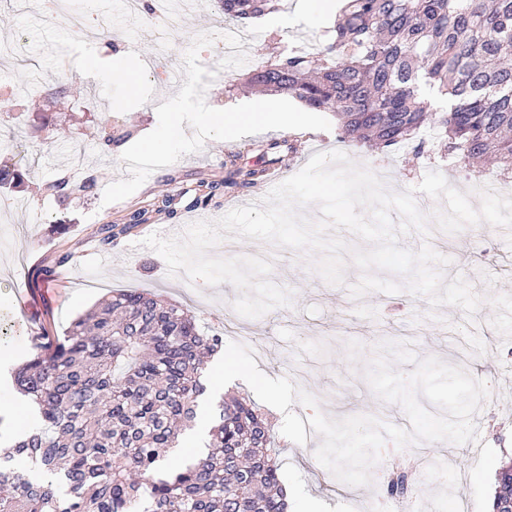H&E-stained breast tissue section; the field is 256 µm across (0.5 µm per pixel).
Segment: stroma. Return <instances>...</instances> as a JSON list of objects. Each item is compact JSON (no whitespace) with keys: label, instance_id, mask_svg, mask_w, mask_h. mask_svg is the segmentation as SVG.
<instances>
[{"label":"stroma","instance_id":"obj_1","mask_svg":"<svg viewBox=\"0 0 512 512\" xmlns=\"http://www.w3.org/2000/svg\"><path fill=\"white\" fill-rule=\"evenodd\" d=\"M283 14L290 25L281 32L264 20L249 26L235 24V31L251 43L249 52L231 70H224L223 59L214 53L204 65L186 72V81L200 90L194 100L197 107L221 112L243 106L251 97L229 91L231 79L270 64L275 52L301 45L313 51L321 45L324 30L309 24L299 0H285ZM111 15L109 6H102L100 28L88 36L71 30L64 19L43 13L38 0H0V44L16 40L26 48L35 39L81 44L90 38L100 47L129 49L137 69L144 72L155 66H181L199 52L202 33L224 25L214 0H194L192 10L180 16L176 31L163 43L155 27L140 20L118 27L111 37L102 36ZM28 61L40 67L50 86L73 80L79 92L16 97L13 87L22 61L17 56L0 57V128L15 129L28 150L24 185L15 192L13 207L0 210V357L11 358L13 367H20L37 347L62 335L77 315L108 297L110 291L144 288L180 303L197 317L202 329L222 334L225 341L241 334L250 337L253 346L265 352L261 371L273 378L289 377L314 395L330 417L366 414L405 428L409 421L402 407L380 400L363 376V365L377 343H405L418 358L435 357L462 367L498 389L497 400L482 404L474 417L480 441L477 452L447 441L424 443L429 476L420 480L417 491L419 498L429 502L431 512H456L461 497L469 501L472 512H486L497 471L512 465V239L500 228L479 224L447 236L435 228L430 231L431 237L442 241L438 253L451 260L445 278L463 276L484 299L472 318L456 307L432 308L426 297L405 291L371 292L354 300L348 286L361 276L354 265L346 267V285L332 286L309 268L308 254L236 238L231 250L219 245L212 249V256L228 253L271 259V278L291 290L292 303L257 319L236 315L228 321L224 312L238 295L234 286L192 285L184 275L169 276L163 258L142 245L150 234L218 219L268 193L265 183L223 186L224 164L231 150L238 154V165L249 167L259 160L260 148L283 141L296 153L293 168L297 171L314 153L341 151L380 176L390 191L414 190L415 200L427 201L429 210L435 211L442 208V201L425 200L417 190L425 174L437 170L449 184L457 182L439 148L429 144L418 153L410 147L375 149L348 143L333 113L311 111L292 98L280 97L278 108L298 115L296 125L244 129L224 139L192 129L189 152L144 155L139 145L163 122L165 114L159 104L177 92V85L141 80L131 90L124 70L116 68L110 82L95 86L78 73L75 57L68 53L45 62L33 54ZM107 114L134 131L130 141L111 151L100 139ZM46 116L52 117L62 135L83 147V161L48 144L42 127ZM137 157L143 158L145 173L127 175L125 161ZM77 167L95 177L101 198L76 192L66 201L55 200L49 182ZM204 182L220 183L221 188L207 207L199 208L192 200ZM165 197L171 201L169 210H158V201ZM139 209L147 213L144 224L121 236L117 245L101 246L97 230L102 224L123 223L127 214ZM56 224L68 225V232H53ZM484 248L495 251V262L477 260ZM65 253L69 262L59 263ZM47 267L52 270L48 277L42 274ZM259 409L272 425L277 460L291 489L295 512H300L307 499L318 500L321 512H371L368 488L337 482L316 461L314 452L321 436L311 433L306 444H295L280 432L284 419L280 411L264 403Z\"/></svg>","mask_w":512,"mask_h":512}]
</instances>
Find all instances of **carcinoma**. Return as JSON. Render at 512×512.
I'll return each mask as SVG.
<instances>
[{"label":"carcinoma","instance_id":"obj_1","mask_svg":"<svg viewBox=\"0 0 512 512\" xmlns=\"http://www.w3.org/2000/svg\"><path fill=\"white\" fill-rule=\"evenodd\" d=\"M282 0H217L235 22L280 10ZM512 0H348L317 52L291 50L246 74L242 88L332 112L344 138L416 144L429 127L459 165L487 161L512 173ZM437 89L445 106L423 97ZM26 150L0 162V187L17 189ZM263 167L230 160L223 184L254 185ZM135 211L103 224L112 246L145 222ZM223 337L187 309L138 288L112 293L75 319L16 373L37 424L0 456V512H287L274 439L251 402L223 397L206 451L170 475L156 468L192 427L207 359ZM407 475L390 472L397 499ZM512 498V468L496 476L494 506Z\"/></svg>","mask_w":512,"mask_h":512}]
</instances>
